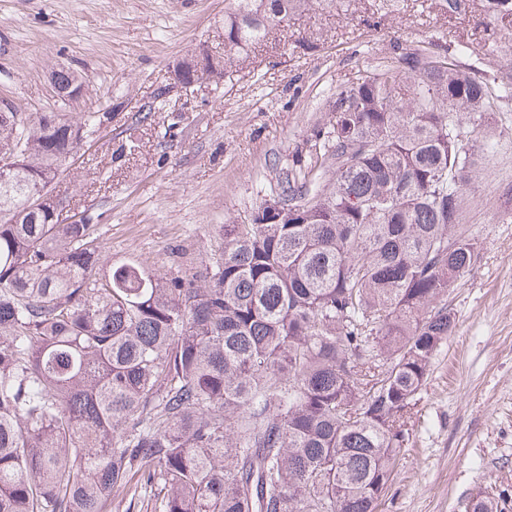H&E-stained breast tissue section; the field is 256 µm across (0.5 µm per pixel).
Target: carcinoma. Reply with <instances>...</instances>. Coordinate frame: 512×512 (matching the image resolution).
Here are the masks:
<instances>
[{
    "label": "carcinoma",
    "mask_w": 512,
    "mask_h": 512,
    "mask_svg": "<svg viewBox=\"0 0 512 512\" xmlns=\"http://www.w3.org/2000/svg\"><path fill=\"white\" fill-rule=\"evenodd\" d=\"M310 0H228L199 83L243 68ZM512 18V0H487ZM57 95L81 88L53 74ZM512 97L417 49L328 97L314 151L249 224H220L201 275L102 255L94 216L50 195L92 112L0 113V512H110L165 490L162 512H378L473 269L460 230L477 126Z\"/></svg>",
    "instance_id": "1"
}]
</instances>
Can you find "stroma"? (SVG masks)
<instances>
[{"label": "stroma", "mask_w": 512, "mask_h": 512, "mask_svg": "<svg viewBox=\"0 0 512 512\" xmlns=\"http://www.w3.org/2000/svg\"><path fill=\"white\" fill-rule=\"evenodd\" d=\"M225 3L0 0V107L105 117L52 192L94 216L113 260L203 272L218 252L215 225L250 223L265 185L313 145L329 91L378 59L465 45L475 74L512 66V23L491 19L485 0L453 14L440 0H316L231 79L183 88L173 69L217 44ZM60 68L82 80L65 103L52 82ZM479 135L495 147L477 162L461 216L477 257L446 298L456 327L379 512H463L487 493L512 512V99ZM131 137L130 154L121 145Z\"/></svg>", "instance_id": "obj_1"}]
</instances>
